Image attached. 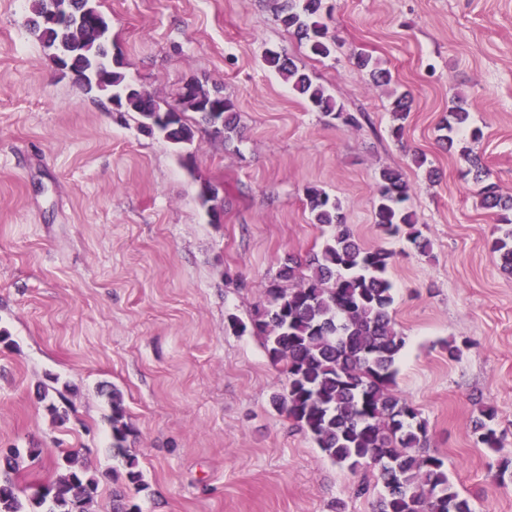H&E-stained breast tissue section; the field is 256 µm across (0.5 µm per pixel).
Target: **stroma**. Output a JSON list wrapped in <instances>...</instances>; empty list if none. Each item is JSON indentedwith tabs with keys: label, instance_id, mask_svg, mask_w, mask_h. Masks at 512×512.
I'll use <instances>...</instances> for the list:
<instances>
[{
	"label": "stroma",
	"instance_id": "obj_1",
	"mask_svg": "<svg viewBox=\"0 0 512 512\" xmlns=\"http://www.w3.org/2000/svg\"><path fill=\"white\" fill-rule=\"evenodd\" d=\"M94 3L131 82L163 105L190 78L221 89L241 136L202 132L180 149L141 132L136 114L55 67L27 25L29 0H0V448L42 449L20 469L25 495L72 448L92 470L112 469L110 385L147 484L142 512H373L375 474L332 462L273 406L285 377L251 325L284 259L323 243L305 199L315 185L364 246L397 255L396 389L427 420L430 453L476 512H512V476L494 470L512 457V278L492 250L495 215L437 142L452 98L465 96L483 131L472 148L512 195V0H327L336 47L325 59L288 33L273 0ZM271 51L359 126L296 95L267 65ZM360 54L390 85H372ZM394 91L413 98L399 140ZM387 167L405 175L429 254L375 226ZM204 182L219 190V215L198 198ZM487 404L497 453L472 432ZM362 482L371 490L360 496Z\"/></svg>",
	"mask_w": 512,
	"mask_h": 512
}]
</instances>
